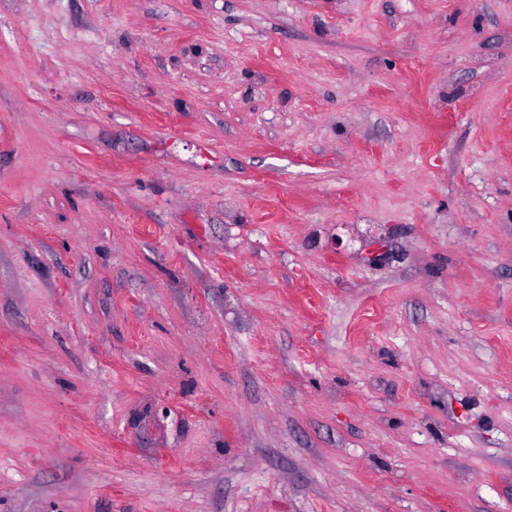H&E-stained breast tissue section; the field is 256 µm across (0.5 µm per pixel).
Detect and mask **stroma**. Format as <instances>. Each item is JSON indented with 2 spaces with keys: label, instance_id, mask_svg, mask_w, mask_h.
<instances>
[{
  "label": "stroma",
  "instance_id": "obj_1",
  "mask_svg": "<svg viewBox=\"0 0 512 512\" xmlns=\"http://www.w3.org/2000/svg\"><path fill=\"white\" fill-rule=\"evenodd\" d=\"M0 512H512V0H0Z\"/></svg>",
  "mask_w": 512,
  "mask_h": 512
}]
</instances>
